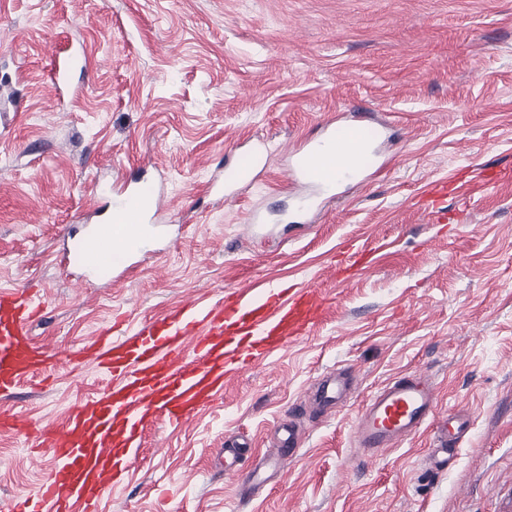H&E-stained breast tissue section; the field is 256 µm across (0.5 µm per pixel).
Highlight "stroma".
<instances>
[{
    "label": "stroma",
    "mask_w": 512,
    "mask_h": 512,
    "mask_svg": "<svg viewBox=\"0 0 512 512\" xmlns=\"http://www.w3.org/2000/svg\"><path fill=\"white\" fill-rule=\"evenodd\" d=\"M74 51L83 70L56 90L54 63ZM348 110L383 129L363 161L373 178L310 206L283 178L286 151ZM260 140L263 180L209 194ZM476 163L512 166V0H0V289L36 298L31 334L56 354L51 385L21 382L0 406L61 421L98 388L68 353L115 319L309 281L332 299L323 320L189 424L148 431L101 512H512V181L482 186ZM134 176L156 191L160 236L104 278L61 266L63 238L107 208L96 185ZM446 181L465 193L426 222ZM364 245L374 263L340 284ZM339 369L354 390L319 412L311 390ZM408 372L437 384L438 417H470L447 466L429 428L356 453L363 402ZM291 421L296 462L243 491L225 443L246 436L255 467ZM50 466L0 430V495L33 493Z\"/></svg>",
    "instance_id": "obj_1"
}]
</instances>
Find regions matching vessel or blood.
I'll use <instances>...</instances> for the list:
<instances>
[{"mask_svg": "<svg viewBox=\"0 0 512 512\" xmlns=\"http://www.w3.org/2000/svg\"><path fill=\"white\" fill-rule=\"evenodd\" d=\"M326 141L296 148L284 177L323 194L340 180L358 178L366 141L337 134L333 123L322 128ZM112 225L101 241L118 242L133 225L150 220L158 206L155 193L142 186L110 190ZM327 300L316 289L290 294L266 286L252 301L225 299L216 309L186 304L117 339L106 348L89 345L72 357L73 366L93 362L104 375L102 391L76 406L58 423H42L16 410H0V428L37 441L53 465L34 494L0 500V512H96L101 490L137 461L136 444L145 426L182 424L213 404L230 375L265 360L288 343L307 336L324 315ZM35 307L26 293L0 291V392L37 376L52 360L47 347L34 341L30 322ZM348 389L340 377H327L312 398L323 409L341 401ZM438 391L428 376L394 377L378 387L359 409L354 436L370 452L396 447L428 423H435L437 450L450 452L469 431L462 416L435 421ZM293 430H286L275 470L298 453Z\"/></svg>", "mask_w": 512, "mask_h": 512, "instance_id": "obj_1", "label": "vessel or blood"}]
</instances>
